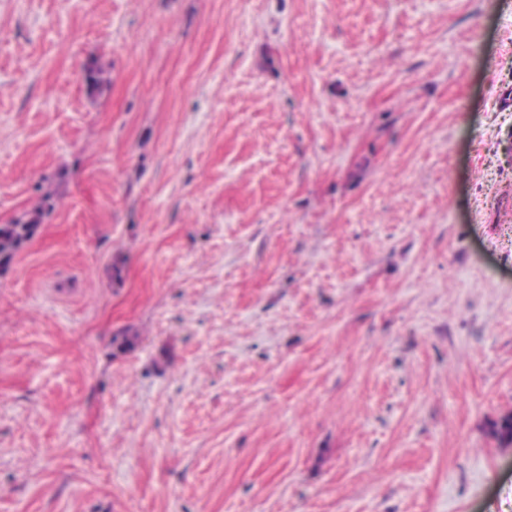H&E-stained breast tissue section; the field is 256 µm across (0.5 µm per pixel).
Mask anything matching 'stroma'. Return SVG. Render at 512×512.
<instances>
[{
  "label": "stroma",
  "mask_w": 512,
  "mask_h": 512,
  "mask_svg": "<svg viewBox=\"0 0 512 512\" xmlns=\"http://www.w3.org/2000/svg\"><path fill=\"white\" fill-rule=\"evenodd\" d=\"M36 215L0 512H512V0H0Z\"/></svg>",
  "instance_id": "obj_1"
}]
</instances>
